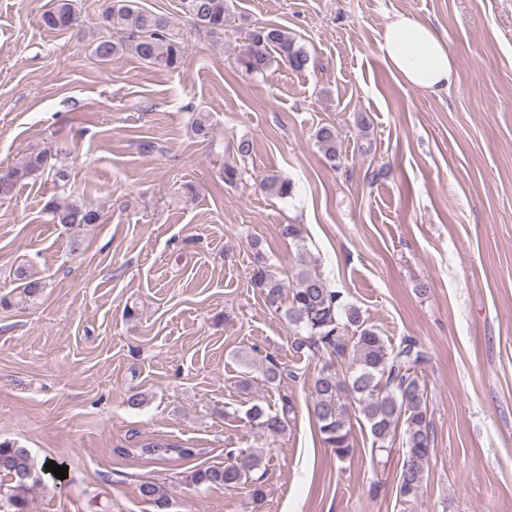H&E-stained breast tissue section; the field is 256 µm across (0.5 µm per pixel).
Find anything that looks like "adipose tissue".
<instances>
[{"instance_id":"obj_1","label":"adipose tissue","mask_w":512,"mask_h":512,"mask_svg":"<svg viewBox=\"0 0 512 512\" xmlns=\"http://www.w3.org/2000/svg\"><path fill=\"white\" fill-rule=\"evenodd\" d=\"M380 49L391 71L405 84L435 92L456 78L444 41L428 23L395 16L384 28Z\"/></svg>"}]
</instances>
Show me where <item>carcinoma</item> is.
I'll use <instances>...</instances> for the list:
<instances>
[{
    "label": "carcinoma",
    "mask_w": 512,
    "mask_h": 512,
    "mask_svg": "<svg viewBox=\"0 0 512 512\" xmlns=\"http://www.w3.org/2000/svg\"><path fill=\"white\" fill-rule=\"evenodd\" d=\"M183 12L194 25L211 34L224 33L226 0H181ZM44 26L50 30L68 31L80 23L73 0H54L53 7L42 16ZM249 44L238 59L247 72H263L278 61L293 71L306 69L307 51L296 44L288 31L274 24H262L248 35ZM92 54L107 62L118 52L128 51L138 58L167 70L178 68L185 56V45L175 31L170 18L164 14L138 7L136 0H108L102 13L97 36L92 40ZM191 132L201 141L211 138L209 117L201 114L193 121ZM316 143L331 167L341 165L337 150V131L333 125L320 126L315 133ZM51 155L33 153L23 163L0 174V199L12 196L16 186L24 180L36 179L46 170L54 171V178L68 182L65 170L50 164ZM263 189L275 196L287 197L292 184L277 176H269ZM44 212L51 224L75 226L98 224L102 213L99 208L81 197L64 194L49 200ZM258 266L253 270L252 284L260 289L266 301L280 303L284 285L265 267L259 242L253 241ZM21 281L19 297L26 301L38 296L46 283L33 278L23 269L17 270ZM295 286L289 289L285 319L295 327L292 341L295 352L308 350L324 356L325 362L312 381L315 395L312 413L322 440L333 449L340 461L352 452L350 429L342 403L343 392H348L358 413L367 423L378 450L387 449L398 428H403L402 446L406 449V463L399 475L400 496L406 500L415 497L423 483L424 463L432 453V432L428 418V397L420 383L418 371L430 362L426 349L414 337L407 336L399 345H392L369 324L360 310L342 301V295L328 288L325 280L310 268L305 255H299L294 272ZM349 359L345 375L336 370V360ZM261 374L266 383L281 381L286 369L269 358L262 361ZM246 415L254 423L258 434L277 436L285 430L286 419L277 411L261 404L252 405ZM141 454L163 458L168 452L180 457L194 455L192 448H176L169 444L149 443ZM229 463L191 472L193 483H208L233 487L242 481L250 483L253 498L265 495L266 469L262 468V455L228 448ZM29 449L13 442H0V474L9 482L0 483V508L8 512H27L30 482L46 472ZM141 496L150 501L157 512H166L170 500L153 482H144L139 488Z\"/></svg>",
    "instance_id": "carcinoma-1"
}]
</instances>
